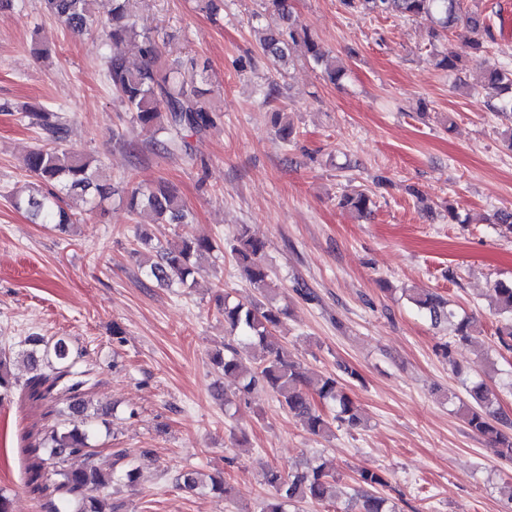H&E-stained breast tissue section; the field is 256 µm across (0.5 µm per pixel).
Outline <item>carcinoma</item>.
Returning <instances> with one entry per match:
<instances>
[{
	"instance_id": "carcinoma-1",
	"label": "carcinoma",
	"mask_w": 512,
	"mask_h": 512,
	"mask_svg": "<svg viewBox=\"0 0 512 512\" xmlns=\"http://www.w3.org/2000/svg\"><path fill=\"white\" fill-rule=\"evenodd\" d=\"M99 1L106 6L103 28L107 39L117 52L106 57L105 74L129 111L135 113L139 125L147 130L163 129L185 137V133H202L211 128L213 111L203 100L204 92L188 85L179 68L161 61L155 38L139 30L136 9L138 0H44L47 11L72 33L82 35L99 25L90 5ZM277 14L279 25L266 28L263 15L251 19V29L259 34V45L276 70L290 62L295 48L320 66L331 80L345 74L344 65L324 51L310 30L292 16L288 0H266ZM467 0H341L348 9H360L367 14L395 15L422 19L429 24L431 37L439 40L448 33L465 30V46L471 61L479 68L482 83L496 91L498 102L495 112H512V69L502 68L487 61L486 36L488 29L478 11L465 5ZM140 43L142 61L129 64L118 48L128 42ZM434 65L448 71L459 70L460 56L453 52H438ZM47 130L52 142L29 151L24 158L26 169L43 184L39 194L13 196V205L26 210L39 224H53L67 230L73 224L72 214L64 204L71 198L80 202L81 209L90 211L110 198L111 191L102 184L99 169L92 161L60 147L58 141L65 127L53 112H27ZM278 136L290 141L294 125L285 112L275 113ZM132 211L148 212L157 224H183L189 211L176 191L163 180L135 188L126 197ZM372 201L363 192L345 196L340 206L359 214L370 208ZM137 248L131 257L139 259L140 268L147 276L160 283L177 281L187 288L196 282L201 270L199 259L215 250L211 238L204 236L194 241H181L168 246L154 242L148 233H136ZM237 245L233 253L249 285L259 297L248 301H224V330L231 336L247 341L259 353L257 367L250 372L243 368L239 351L229 345L224 353L213 356L214 364L224 375L239 379L237 396L245 397L257 389L272 393L280 405L300 419L309 433L329 438L334 428L352 429L361 423L359 409L334 376L319 375L292 360L280 339L282 318L286 311L273 304L275 288L268 281L262 262L265 243L253 237L246 225L235 235ZM490 303L499 318L497 336L503 344L512 341V283L498 281L490 288ZM416 310L435 327L446 326L451 336L468 342L478 333L477 321L458 311L447 299L433 292H414L409 296ZM26 361L32 373L24 384L32 396H43L59 387L68 394L64 427L45 434L42 449L45 456L37 458L31 466L27 485L32 492L46 490L45 475L57 477L53 485L55 496L43 500L42 512H116L112 499L104 490L113 482L114 475L103 472L93 445L96 416L88 412L84 387L89 380L74 369L71 351L63 337L48 342L42 336H28L24 348L14 350L11 345H0V400L13 387L10 365L15 355ZM468 400L461 401L458 411L472 431L486 436L497 448L498 454L512 458V435L502 428H512V420L502 416L495 408L496 397L482 381H462ZM333 411L329 416L324 409ZM72 456L83 458L78 469L67 468ZM339 477L334 468L322 462L291 472L267 467L263 473L269 495L260 512H288L300 503H336V483ZM362 489L349 499L345 512H396L387 509V498L379 489L389 486L383 472L363 469L359 473Z\"/></svg>"
}]
</instances>
